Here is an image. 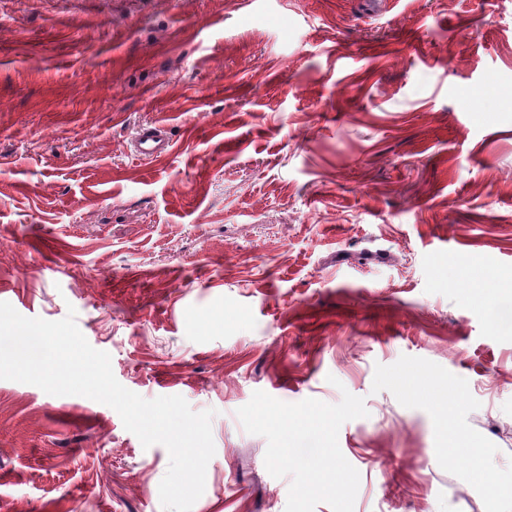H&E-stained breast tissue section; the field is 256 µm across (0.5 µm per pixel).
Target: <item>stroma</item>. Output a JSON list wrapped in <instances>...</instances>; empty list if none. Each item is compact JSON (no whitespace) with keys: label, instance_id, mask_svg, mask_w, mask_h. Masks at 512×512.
Returning a JSON list of instances; mask_svg holds the SVG:
<instances>
[{"label":"stroma","instance_id":"35a3bbf8","mask_svg":"<svg viewBox=\"0 0 512 512\" xmlns=\"http://www.w3.org/2000/svg\"><path fill=\"white\" fill-rule=\"evenodd\" d=\"M510 273L512 0H0V301L214 410L192 512H285L258 390L364 398L354 512H493L467 456L512 469ZM168 465L0 380V512H163ZM132 143L137 156L143 159L161 156L169 146L164 129L156 124L140 126L133 136Z\"/></svg>","mask_w":512,"mask_h":512}]
</instances>
